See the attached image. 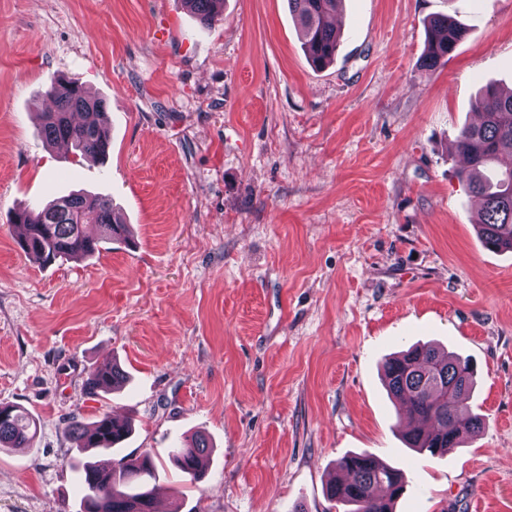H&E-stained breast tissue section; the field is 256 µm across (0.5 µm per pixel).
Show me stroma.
Listing matches in <instances>:
<instances>
[{
    "mask_svg": "<svg viewBox=\"0 0 512 512\" xmlns=\"http://www.w3.org/2000/svg\"><path fill=\"white\" fill-rule=\"evenodd\" d=\"M467 30L426 70V23ZM333 64L287 0H0V405L39 422L0 451V512H80L73 421L132 418L158 512H342L336 463L403 469L395 512H512V251L484 247L454 141L487 83L512 88V0H343ZM66 75L106 103L107 160L46 144ZM105 196L129 241L45 264L9 213ZM472 357L484 427L431 458L401 438L382 360ZM127 375L104 397L86 381ZM205 434L204 480L169 460ZM184 3L202 26L212 25L223 6V0H184ZM124 379V373L116 363H106L100 366L97 372L87 382V391L96 396L100 392H107L120 385Z\"/></svg>",
    "mask_w": 512,
    "mask_h": 512,
    "instance_id": "stroma-1",
    "label": "stroma"
}]
</instances>
